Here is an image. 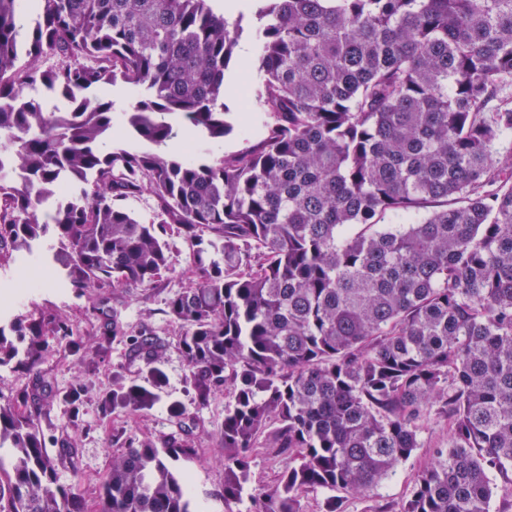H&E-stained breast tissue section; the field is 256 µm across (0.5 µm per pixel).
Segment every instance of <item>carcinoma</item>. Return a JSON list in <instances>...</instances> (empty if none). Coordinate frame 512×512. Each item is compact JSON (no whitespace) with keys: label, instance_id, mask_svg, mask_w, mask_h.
Returning a JSON list of instances; mask_svg holds the SVG:
<instances>
[{"label":"carcinoma","instance_id":"carcinoma-1","mask_svg":"<svg viewBox=\"0 0 512 512\" xmlns=\"http://www.w3.org/2000/svg\"><path fill=\"white\" fill-rule=\"evenodd\" d=\"M256 144L217 159L162 150L187 124L233 131L225 72L242 33L211 0H0V256L51 240L61 288L146 287L190 245L170 297L204 402L224 389V503L242 500L260 448L288 452L257 512L301 496L364 495L448 421L408 498L382 512H512V0H258ZM26 62H21V58ZM118 82L142 89L112 147ZM61 98L50 108L42 94ZM150 194L144 221L126 205ZM422 214L384 224L387 214ZM59 314L0 322V366L36 368ZM129 356L159 384L163 350ZM51 381L25 410L0 396V512H87L59 482L40 427ZM155 393L101 401L135 414ZM273 433H266L270 422ZM189 438L112 455L98 512H194L175 463Z\"/></svg>","mask_w":512,"mask_h":512}]
</instances>
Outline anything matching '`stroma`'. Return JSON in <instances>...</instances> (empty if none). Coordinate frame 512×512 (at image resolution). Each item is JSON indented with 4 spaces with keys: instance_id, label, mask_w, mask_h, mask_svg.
Segmentation results:
<instances>
[{
    "instance_id": "stroma-1",
    "label": "stroma",
    "mask_w": 512,
    "mask_h": 512,
    "mask_svg": "<svg viewBox=\"0 0 512 512\" xmlns=\"http://www.w3.org/2000/svg\"><path fill=\"white\" fill-rule=\"evenodd\" d=\"M254 0H244L240 10L243 34L236 56L226 75L227 93L224 101L234 120L235 129L221 141H205L190 133L185 144L195 145L208 158L234 153L257 143L264 135L269 117L262 112L257 99L242 100L243 86H257L259 48L254 36L257 26ZM186 246H179L172 258L173 270L162 281L149 287L102 288L96 299L74 293L71 289L42 288L21 293L18 282L25 277L48 272L46 247L33 253L13 257L0 268V312L10 315L58 313L67 318L72 332L67 336L50 337V349L36 370L22 366L0 367V393L17 397L31 391L35 375L51 380L54 392L41 418L50 456L57 457L61 441L74 436L76 446L72 459L59 460L58 476L62 484L79 483L89 508H96L101 483L105 480L114 454L129 442L150 439L163 445L171 437H189L198 449L193 459L178 462L177 467L189 476L193 503L197 512H255L250 498L233 506L224 503V448L221 433L224 407L228 402L223 391H213L205 402H198L187 377L179 343L183 334L180 324L165 314L166 298L188 287L185 273ZM119 312L127 326L123 340L104 338L103 324L112 312ZM148 332L163 345L161 370L164 375L159 398L136 414L117 410L102 415V396L122 385L153 386V377L143 364L130 361L132 339ZM79 348L72 356L71 348ZM79 390L78 417L74 429H66L70 408L65 395ZM180 405L182 417H173L171 405ZM419 448L402 463L395 473L373 492L347 498L344 512H378L386 504H399L409 495L419 472L429 466L433 450L448 444V423L428 416L419 436Z\"/></svg>"
}]
</instances>
